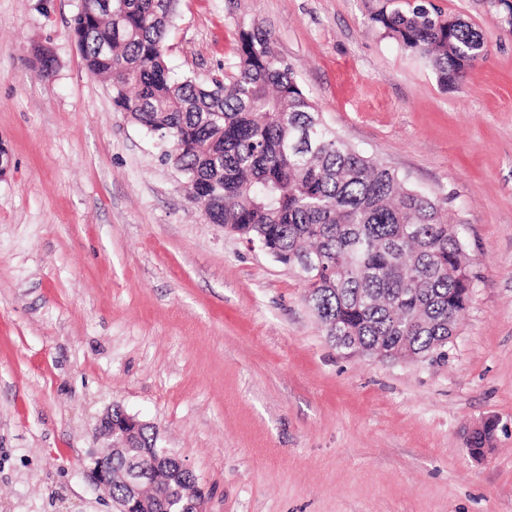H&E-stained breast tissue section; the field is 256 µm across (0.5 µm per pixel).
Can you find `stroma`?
I'll list each match as a JSON object with an SVG mask.
<instances>
[{"mask_svg":"<svg viewBox=\"0 0 512 512\" xmlns=\"http://www.w3.org/2000/svg\"><path fill=\"white\" fill-rule=\"evenodd\" d=\"M431 2L486 45L456 89L379 23L409 0H178L165 40L205 82L263 25L327 125L445 202L471 302L445 354L392 362L336 348L298 272L189 199L85 69L81 0H0V512H114L87 469L116 405L208 512H512V24Z\"/></svg>","mask_w":512,"mask_h":512,"instance_id":"obj_1","label":"stroma"}]
</instances>
